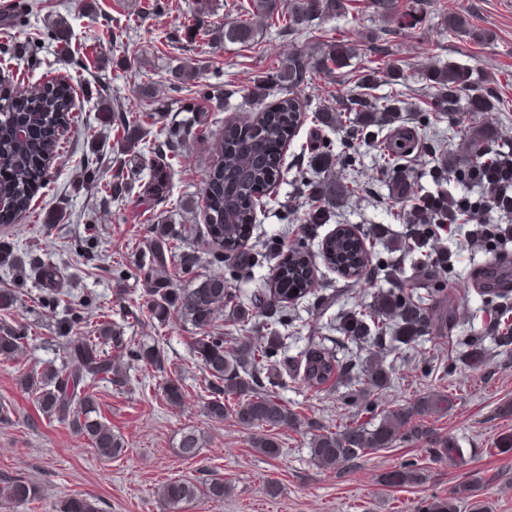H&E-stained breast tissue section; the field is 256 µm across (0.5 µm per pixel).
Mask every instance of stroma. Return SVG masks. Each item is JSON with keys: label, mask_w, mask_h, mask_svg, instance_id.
Masks as SVG:
<instances>
[{"label": "stroma", "mask_w": 512, "mask_h": 512, "mask_svg": "<svg viewBox=\"0 0 512 512\" xmlns=\"http://www.w3.org/2000/svg\"><path fill=\"white\" fill-rule=\"evenodd\" d=\"M174 2L91 0L92 7L87 10L77 0H47L37 26L0 29V49H10V68L24 75L26 84L35 87L59 75L79 88L64 130L65 142L50 166L49 188L34 196L18 223L0 226V235L9 234L50 257L62 268L74 299L89 296L111 305L112 320L124 327L126 335L158 346L166 359L160 370L131 365V383L125 390L97 388L102 415L124 440L118 457H100L87 438L44 417L33 397L20 386L26 373L41 368L43 362L61 360L64 350L63 340L55 336L53 320L31 301L34 285H27L12 313L31 325L38 339L24 361L0 362V404L10 410L8 418L0 421V479L33 481L40 494L24 504L0 501V512H56L58 501L66 496L97 498L101 512H162L156 495L162 484L189 480L200 485L215 475L223 477L228 488L223 502L200 496L183 504L180 512H415L421 499L434 493L448 494L475 473L485 475L486 481L475 498L462 504L461 512H512V450L504 452L499 447L501 437L512 434V416L501 412L502 404L512 401L511 355L490 348L488 371L461 365L449 377L423 376L417 358L412 357L397 362L393 383L376 396L380 407L393 410L432 390L451 394L452 406L447 413L433 417L431 424L438 432L457 438L464 450L463 462L435 464L423 445L396 444L367 452L340 472L324 470L314 462L310 436L303 429L246 426L231 413L220 420L207 414L203 387L208 373L191 351L194 327L184 320L164 328L154 326L138 308L126 307L120 296L121 290L143 288L140 266L147 241L134 197L112 202L105 210L95 190L75 188L89 162L99 167L107 182L118 172L136 186L148 176L144 166L118 163L114 134L97 107L99 100H109L116 107L130 106L143 100L145 92L155 90L166 99L168 123L182 126L190 115L181 111V100L226 88L223 109L208 117V136L184 140L171 176L170 195L157 208L160 222L184 228L188 246H196L205 222L195 202L203 189V176L215 159L214 141L223 135L225 126L255 118L265 105L287 95L280 89L271 92L265 102H253L248 91L254 81L291 57L313 60L326 45L341 42L351 48L353 57L336 81L308 77L301 87L308 112L335 108L337 97L353 89L356 71L371 48L381 49L382 67L399 73L394 84L375 82L372 93L399 92L402 124H423L424 111L436 92L431 74L445 67L466 71L469 89L490 86L498 98L512 102V0H420L421 21L410 29L398 28L395 21L396 9L404 8L408 0H393L391 10L382 0H352L345 15L311 19L298 33H262L251 45L227 41L219 47L200 39L163 40V33L175 32L181 24ZM59 17L67 22L75 50L68 64L60 60L58 43L45 39L38 47L30 45L36 31L45 30ZM456 18L466 20L465 31L455 29L452 21ZM98 38L115 41L124 49L126 69L88 67L79 48ZM183 61L195 66V78L183 90L171 91L170 72ZM436 127L440 137L429 139L426 151L404 165L411 184L406 192L397 188L392 177L377 174L371 145L349 139L340 129H325V136L334 143L337 184H347L356 176L364 190L357 197L337 195L326 222L305 228L318 286L294 313L307 328L321 327L328 317L370 301L372 293L383 287V280L375 277L368 284L348 286L346 278L324 264L319 245L341 224L365 234L380 229L393 240L408 233L410 226L401 215L409 211L411 198L434 194L437 180L447 175L449 146L443 132L448 123L441 120ZM313 130L311 122H303L284 151L288 176L256 216L250 240L254 248L280 234L287 220H300L308 212L305 183L314 179L315 173L306 146ZM351 156L361 157L359 171L347 169ZM49 211L56 212L58 223L44 222L43 215ZM88 224L99 226V251L102 257L122 263L124 281L88 274L86 266L79 263L74 250ZM436 245L452 254L453 286L459 291L464 332L481 331L492 304L465 288L464 280L473 267L486 264L499 253V244L472 242L468 225L459 224L453 235H441ZM329 296L334 302L323 308L321 300ZM173 379L183 388L178 406L164 399V388ZM343 394V389L317 390L298 379L281 390L279 398L301 416L332 428L356 413L345 404ZM188 431L195 432L200 444L192 459L183 458L178 451L179 440ZM261 437L277 439L279 457H267L254 448V441ZM410 458L425 472L422 484L383 483V474Z\"/></svg>", "instance_id": "stroma-1"}]
</instances>
